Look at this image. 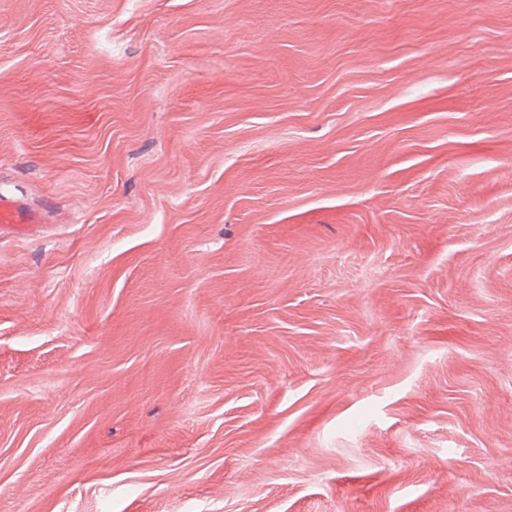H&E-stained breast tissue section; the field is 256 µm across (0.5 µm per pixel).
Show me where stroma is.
<instances>
[{
	"label": "stroma",
	"mask_w": 512,
	"mask_h": 512,
	"mask_svg": "<svg viewBox=\"0 0 512 512\" xmlns=\"http://www.w3.org/2000/svg\"><path fill=\"white\" fill-rule=\"evenodd\" d=\"M0 512H512V0H0ZM43 213L35 211L23 201L0 192V224H44Z\"/></svg>",
	"instance_id": "35a3bbf8"
}]
</instances>
